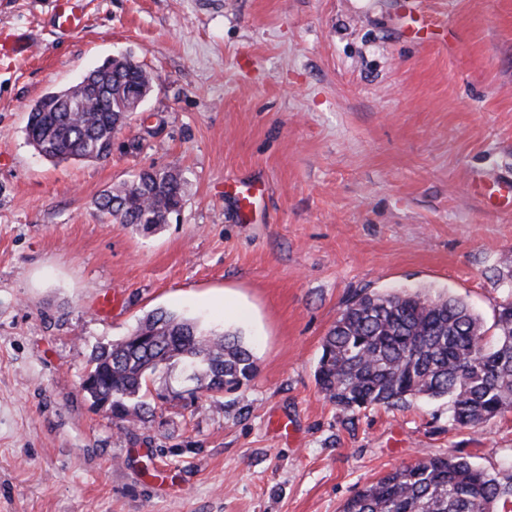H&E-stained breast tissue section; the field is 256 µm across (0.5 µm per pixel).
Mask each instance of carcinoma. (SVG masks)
I'll return each mask as SVG.
<instances>
[{
	"label": "carcinoma",
	"instance_id": "carcinoma-1",
	"mask_svg": "<svg viewBox=\"0 0 512 512\" xmlns=\"http://www.w3.org/2000/svg\"><path fill=\"white\" fill-rule=\"evenodd\" d=\"M154 83L142 64L114 68L76 83L69 93L44 96L47 112H30L26 138L46 159L103 161L114 134L130 119L131 92ZM184 197L175 166L142 171L105 190L97 209L121 224L154 233L178 212ZM493 339L461 298L421 291L357 293L322 341L315 371L320 393L345 413L416 399H447L452 425L474 428L512 409V298L497 308ZM183 365L193 392L232 393L256 375L250 342L237 330L218 331L167 310L146 315L128 336L100 346L88 375L87 395L125 427L149 423L144 400L150 376ZM512 504V476L501 478L463 456L431 457L400 466L350 497L341 512H495Z\"/></svg>",
	"mask_w": 512,
	"mask_h": 512
}]
</instances>
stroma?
<instances>
[{"label":"stroma","mask_w":512,"mask_h":512,"mask_svg":"<svg viewBox=\"0 0 512 512\" xmlns=\"http://www.w3.org/2000/svg\"><path fill=\"white\" fill-rule=\"evenodd\" d=\"M0 27L39 45L0 63V512H341L423 458L504 472L512 411L352 415L314 371L354 294L454 295L489 327L512 292V211L475 191L512 178V0H86L71 37L48 0H0ZM125 51L157 79L111 158L40 157L31 105ZM172 165L184 202L158 232L96 209ZM156 309L241 330L257 372L124 430L81 382Z\"/></svg>","instance_id":"1"}]
</instances>
